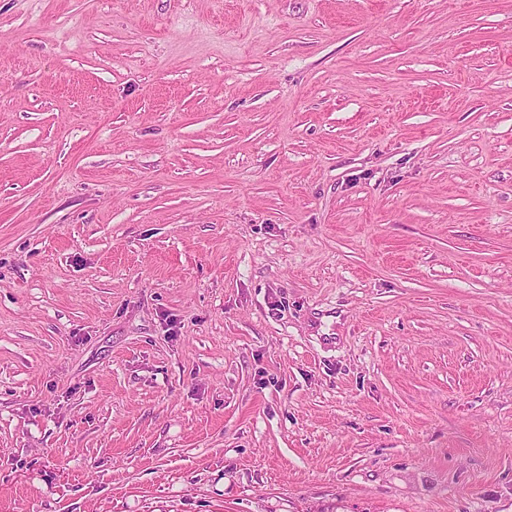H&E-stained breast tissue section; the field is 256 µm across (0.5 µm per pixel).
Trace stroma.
Here are the masks:
<instances>
[{
    "instance_id": "obj_1",
    "label": "stroma",
    "mask_w": 512,
    "mask_h": 512,
    "mask_svg": "<svg viewBox=\"0 0 512 512\" xmlns=\"http://www.w3.org/2000/svg\"><path fill=\"white\" fill-rule=\"evenodd\" d=\"M0 512H512V0H0Z\"/></svg>"
}]
</instances>
